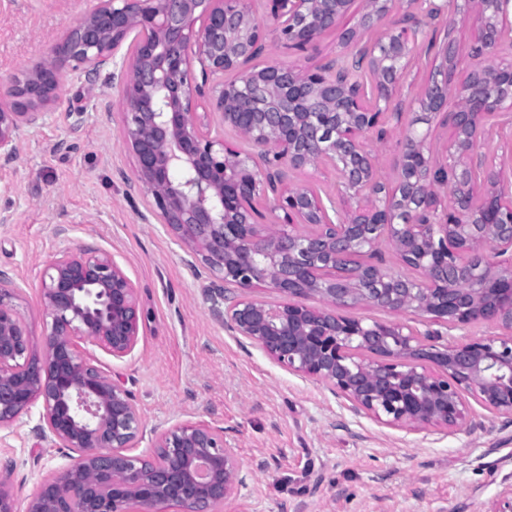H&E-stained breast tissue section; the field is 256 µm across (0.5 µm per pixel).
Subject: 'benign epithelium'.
I'll return each mask as SVG.
<instances>
[{
    "instance_id": "1",
    "label": "benign epithelium",
    "mask_w": 512,
    "mask_h": 512,
    "mask_svg": "<svg viewBox=\"0 0 512 512\" xmlns=\"http://www.w3.org/2000/svg\"><path fill=\"white\" fill-rule=\"evenodd\" d=\"M357 1L360 29L346 28ZM269 2L278 40L305 49L338 30L344 59L306 73L273 59L252 65L270 45L248 0H97L50 54L0 82V163L19 158L64 76L94 81L105 72L126 102L133 187L188 265L208 270L210 296L226 303L213 309L225 327L390 428L454 431L467 422L470 397L512 418V128L499 132L498 152L483 150L490 121L512 111V64L498 62L512 53V0H461L459 13L480 21L471 46L478 64L453 83L448 39L407 126L441 117L450 132L444 161L428 134L404 137L392 194L368 142H387L402 117L426 0ZM383 22L378 42L359 36ZM130 37L133 53L119 65ZM226 71L239 76L226 83ZM211 113L250 150L212 136ZM310 166L333 167L337 195L284 186L290 171ZM263 189L274 220L261 226L252 206ZM302 225L314 231L302 234ZM365 244L372 256L390 247L420 276L354 261ZM257 285L322 307L226 295ZM17 292L0 273V430L37 407L33 437L69 459L27 497L26 512H212L236 494L248 473L207 421L156 427L152 453L132 454L144 438L140 411L88 355L93 347L122 359L140 336L136 288L111 255L75 241L46 265L39 335L17 312ZM358 305L447 327L490 323L502 335L437 345L405 323L336 312ZM0 512H17L10 463H0ZM489 512H512V486Z\"/></svg>"
}]
</instances>
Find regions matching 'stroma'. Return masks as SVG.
<instances>
[{
    "label": "stroma",
    "instance_id": "35a3bbf8",
    "mask_svg": "<svg viewBox=\"0 0 512 512\" xmlns=\"http://www.w3.org/2000/svg\"><path fill=\"white\" fill-rule=\"evenodd\" d=\"M96 0H0V77L20 73L56 44ZM340 34L277 62L309 71L341 56ZM125 103L105 78L73 76L59 103L0 167V271L19 284L20 315L42 328L39 278L69 239L112 254L137 289L144 315L134 352L99 354L133 395L145 430L202 419L223 429L253 476L216 512H488L512 485V420L472 404L471 426L448 433L390 429L345 409L325 383L290 373L256 344L211 317L207 272H195L133 191L135 161L123 130ZM71 226L69 238L56 225ZM36 415L0 432L19 496L66 458L38 448Z\"/></svg>",
    "mask_w": 512,
    "mask_h": 512
}]
</instances>
